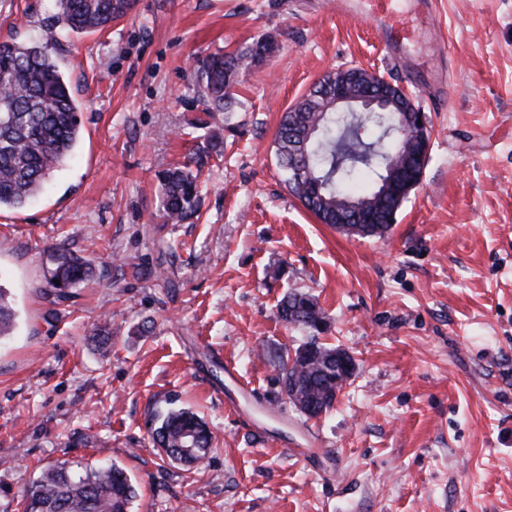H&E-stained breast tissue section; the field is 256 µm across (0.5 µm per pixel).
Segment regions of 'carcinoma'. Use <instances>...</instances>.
I'll use <instances>...</instances> for the list:
<instances>
[{
    "label": "carcinoma",
    "instance_id": "carcinoma-1",
    "mask_svg": "<svg viewBox=\"0 0 512 512\" xmlns=\"http://www.w3.org/2000/svg\"><path fill=\"white\" fill-rule=\"evenodd\" d=\"M57 12L44 24L43 42L25 45L0 43V209H23L72 154L80 136L78 107L69 84L49 52L56 37L105 31L127 16L135 0H56ZM273 51V43L260 40L241 52L216 53L196 68L204 111H231L230 88L241 70L259 64ZM334 86L320 79L313 84L306 105L284 113L274 144L283 181L303 207L323 224L336 225V201L370 194L382 177L394 142L379 112H319L322 96ZM315 168L312 177H296L304 163ZM203 158L196 155L159 174L160 211L167 223L192 218L199 204V177ZM393 203L379 205L370 224L358 217L347 232L383 235L390 225L386 216ZM54 268L48 283L58 299L91 279L90 260L66 246L55 248ZM280 319L311 332L293 355L278 356L279 391L275 399L299 408L312 397L328 412L336 385L334 356L339 348L320 342L325 314L318 301L303 292L285 295L278 308ZM16 313L8 291L0 287V339L12 334ZM151 437L171 462L199 464L214 448L206 424L184 409L168 412ZM136 489L125 471L115 465L74 467L67 463L45 469L24 493L22 512H128Z\"/></svg>",
    "mask_w": 512,
    "mask_h": 512
}]
</instances>
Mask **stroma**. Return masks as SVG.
<instances>
[{
    "label": "stroma",
    "mask_w": 512,
    "mask_h": 512,
    "mask_svg": "<svg viewBox=\"0 0 512 512\" xmlns=\"http://www.w3.org/2000/svg\"><path fill=\"white\" fill-rule=\"evenodd\" d=\"M55 0H0V43L40 41ZM433 31L387 59L376 15L333 0H136L103 33L52 51L81 138L26 207L0 210V512L42 467H123L131 512H512V0H439ZM273 37L241 72L200 218L159 216L161 170L206 150L193 66ZM363 67L431 122L420 185L381 237L317 223L279 175V121L317 79ZM94 280L49 306L51 250ZM291 290L315 296L324 342L356 360L334 409L274 402L272 354ZM111 317L108 353L88 336ZM149 333H142V326ZM215 435L193 469L162 463L145 427L170 404ZM15 320L16 313L9 300L8 291L0 286V340L12 334Z\"/></svg>",
    "instance_id": "35a3bbf8"
}]
</instances>
